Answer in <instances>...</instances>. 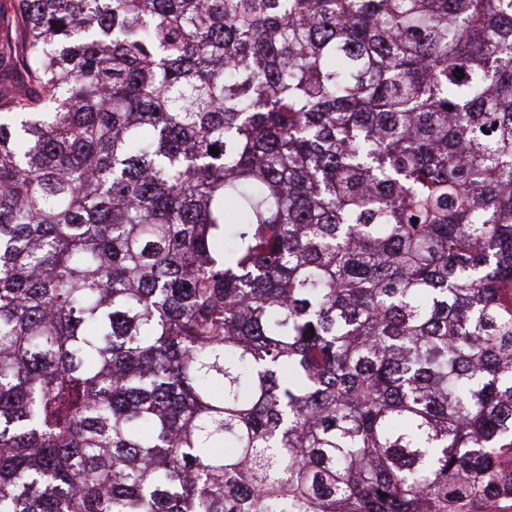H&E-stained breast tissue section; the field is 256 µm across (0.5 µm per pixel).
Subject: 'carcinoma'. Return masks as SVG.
Instances as JSON below:
<instances>
[{
	"mask_svg": "<svg viewBox=\"0 0 512 512\" xmlns=\"http://www.w3.org/2000/svg\"><path fill=\"white\" fill-rule=\"evenodd\" d=\"M7 14L0 512H512V0Z\"/></svg>",
	"mask_w": 512,
	"mask_h": 512,
	"instance_id": "cac0c4a2",
	"label": "carcinoma"
}]
</instances>
